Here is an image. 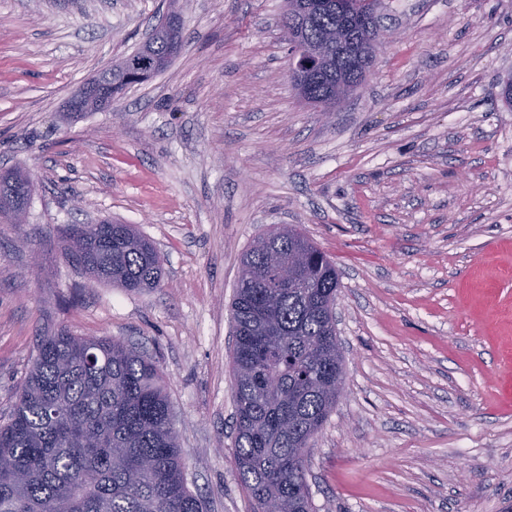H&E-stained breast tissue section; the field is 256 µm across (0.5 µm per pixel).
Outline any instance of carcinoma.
Instances as JSON below:
<instances>
[{
	"instance_id": "carcinoma-1",
	"label": "carcinoma",
	"mask_w": 512,
	"mask_h": 512,
	"mask_svg": "<svg viewBox=\"0 0 512 512\" xmlns=\"http://www.w3.org/2000/svg\"><path fill=\"white\" fill-rule=\"evenodd\" d=\"M296 35L316 46L337 28L336 8L310 20L288 13ZM136 53L172 63L169 36ZM134 84L112 69V99ZM312 96H336L329 63ZM30 177L0 175V216L28 207ZM69 257L86 274L126 291L156 288L162 260L132 224L103 219L70 234ZM339 275L329 257L294 225L256 239L240 261L231 318L236 408L235 463L264 512H312L306 481L310 441L344 390L334 305ZM203 512L184 480V463L163 371L116 338L66 327L36 338L28 378L0 424V512Z\"/></svg>"
}]
</instances>
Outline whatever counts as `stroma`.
<instances>
[{
    "mask_svg": "<svg viewBox=\"0 0 512 512\" xmlns=\"http://www.w3.org/2000/svg\"><path fill=\"white\" fill-rule=\"evenodd\" d=\"M168 0H0V422L37 335L121 338L168 383L188 488L254 512L234 459L229 305L243 252L298 226L340 273L344 391L310 442L313 512H512V0H383L374 69L333 112L288 76L285 0H180L184 46L79 118L68 99L133 53ZM156 245L160 287L92 283L70 229ZM32 191L30 177L20 171H6L0 176V215L11 221L15 210L29 205Z\"/></svg>",
    "mask_w": 512,
    "mask_h": 512,
    "instance_id": "35a3bbf8",
    "label": "stroma"
}]
</instances>
